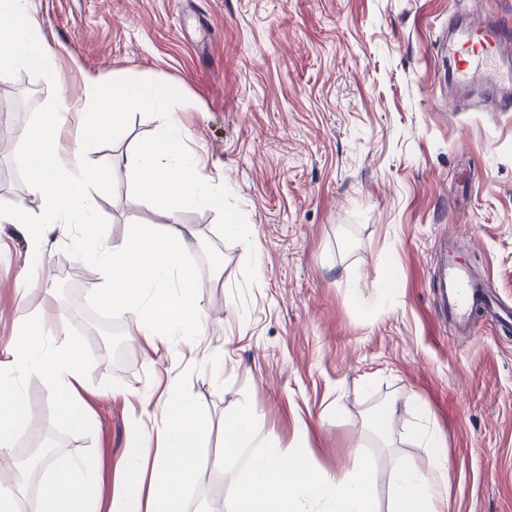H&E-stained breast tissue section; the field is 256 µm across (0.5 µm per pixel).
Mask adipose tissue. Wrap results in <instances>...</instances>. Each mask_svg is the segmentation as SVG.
Masks as SVG:
<instances>
[{"instance_id": "obj_1", "label": "adipose tissue", "mask_w": 512, "mask_h": 512, "mask_svg": "<svg viewBox=\"0 0 512 512\" xmlns=\"http://www.w3.org/2000/svg\"><path fill=\"white\" fill-rule=\"evenodd\" d=\"M57 52L41 34L32 0H0V82L14 69L27 67L46 78L59 76ZM172 83H151L133 76L112 83L85 77L83 92L58 100L25 133L23 162L31 188L43 200L40 212L21 207L0 208V224L25 227L42 224L48 239L90 241L100 265L103 285L98 297L115 311L147 313L138 334L150 346L169 343L171 336H198L205 318L193 303L194 274L187 263L196 236L189 225L175 221L156 229L140 225L119 245L109 242L98 225L94 195L111 177L110 170L85 164L83 148L116 133L134 110L158 116L151 142L124 156L126 169L137 177L139 193L156 206L174 211L183 202L224 210V194L200 172L199 154L178 134V118L169 103L178 97ZM66 316L31 324L8 361L0 360V450L29 425L31 413L11 375L18 368L44 374L58 390L59 415L65 422L79 416L76 386L80 375L71 356ZM54 337L56 346L43 352L40 342ZM202 423L187 408L168 413L154 431L137 432L132 452L136 468L125 470L127 486L112 512H180L185 487L199 480L196 466ZM432 456L430 473L401 459L391 475L392 512H445L448 485L443 439L422 434ZM257 430L250 414L242 413L224 427V452L239 465L241 490L237 512H374L371 475L361 451H353L349 469L332 476L317 474L301 458H283L275 447L256 451ZM50 492L42 512H97V482L92 469L74 463L51 467Z\"/></svg>"}]
</instances>
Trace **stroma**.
I'll return each instance as SVG.
<instances>
[{
	"mask_svg": "<svg viewBox=\"0 0 512 512\" xmlns=\"http://www.w3.org/2000/svg\"><path fill=\"white\" fill-rule=\"evenodd\" d=\"M61 77L16 69L0 84L24 111L0 122V207L39 212L23 164L24 133L86 74L135 75L180 86L169 109L224 191V211L191 203L175 214L141 197L118 170L95 196L101 229L121 242L138 224L177 221L197 243L188 258L199 343L152 351L142 317L103 309L98 264L70 242L33 254L38 227L0 224V359L28 322L95 315L117 329L120 354L74 329L83 420L63 423L40 374L17 379L35 422L0 452V487L22 482L18 512H39L43 467L18 478L39 437L57 464L83 460L97 510L112 512L136 424L164 410L152 391L188 397L204 424L202 479L186 512H232L236 463L224 425L251 412L262 436L334 474L354 448L376 472V512H389L393 464L429 471L417 437L437 431L448 452L449 512H512V326L476 314L459 330L437 313V253L448 242L500 306H512V112L479 83L460 84L450 47L474 23L512 30V0H33ZM158 119L129 115L85 151L109 167L145 146ZM251 226L243 243L227 216ZM46 260L51 281L20 286ZM372 287L381 305L357 299ZM397 413L379 433L375 416Z\"/></svg>",
	"mask_w": 512,
	"mask_h": 512,
	"instance_id": "stroma-1",
	"label": "stroma"
}]
</instances>
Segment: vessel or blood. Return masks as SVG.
<instances>
[{
	"mask_svg": "<svg viewBox=\"0 0 512 512\" xmlns=\"http://www.w3.org/2000/svg\"><path fill=\"white\" fill-rule=\"evenodd\" d=\"M510 44L512 37L499 25L479 26L464 32L453 52L457 81L466 84L483 77L492 90L511 87L512 67L503 62L504 51ZM438 275L441 313L466 325L479 310L491 309L492 304L482 284L475 281L468 268L453 256L443 258Z\"/></svg>",
	"mask_w": 512,
	"mask_h": 512,
	"instance_id": "1",
	"label": "vessel or blood"
}]
</instances>
